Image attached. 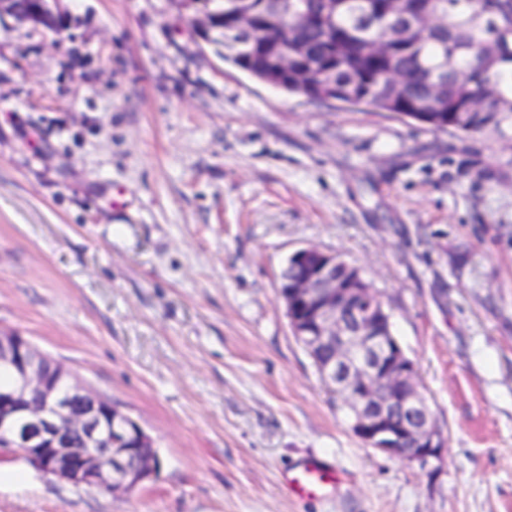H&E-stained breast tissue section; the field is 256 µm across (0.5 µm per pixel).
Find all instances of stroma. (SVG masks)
Returning <instances> with one entry per match:
<instances>
[{"label":"stroma","mask_w":512,"mask_h":512,"mask_svg":"<svg viewBox=\"0 0 512 512\" xmlns=\"http://www.w3.org/2000/svg\"><path fill=\"white\" fill-rule=\"evenodd\" d=\"M0 22V332L136 420L129 493L0 450V512H512V124L464 139L225 62L207 0H60ZM487 178H476L479 169ZM359 267L447 439L435 475L366 446L278 284ZM308 456L324 495L289 494ZM5 16L35 28L56 30L61 26L63 11L57 0H0V21ZM341 476L339 470L327 467L315 457H308L298 467L288 472L285 485L292 494L314 497L336 487L341 481Z\"/></svg>","instance_id":"1"}]
</instances>
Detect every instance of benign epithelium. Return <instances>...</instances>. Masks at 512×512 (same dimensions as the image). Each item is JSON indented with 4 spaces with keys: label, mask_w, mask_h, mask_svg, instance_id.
<instances>
[{
    "label": "benign epithelium",
    "mask_w": 512,
    "mask_h": 512,
    "mask_svg": "<svg viewBox=\"0 0 512 512\" xmlns=\"http://www.w3.org/2000/svg\"><path fill=\"white\" fill-rule=\"evenodd\" d=\"M296 0H225L235 28L225 39L233 52L264 35L282 32L273 62L295 66L283 20ZM12 17L45 30L60 28L58 0H0V19ZM400 27H429L439 14H414L406 0H392ZM295 274L280 277L292 335L309 351L329 348L318 364L323 380L352 412L354 434L371 448L426 469L441 460L446 439L434 427L416 381L414 363L391 330L390 315L359 267L340 255L309 246L287 260ZM0 368L13 376L0 389V447L42 473L73 486L132 492L157 473L150 459H136L130 436L145 430L131 416L98 399L84 383L25 337L0 333Z\"/></svg>",
    "instance_id": "obj_1"
}]
</instances>
